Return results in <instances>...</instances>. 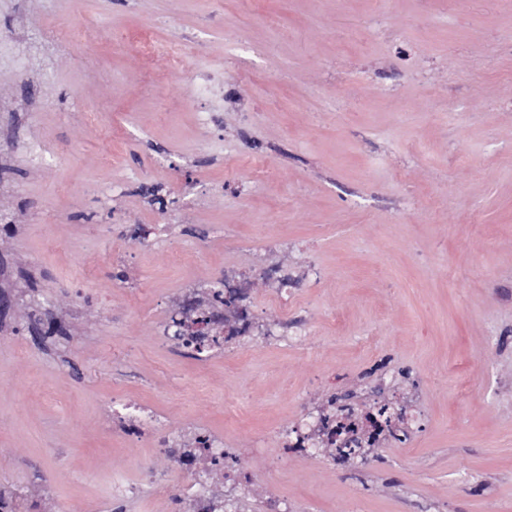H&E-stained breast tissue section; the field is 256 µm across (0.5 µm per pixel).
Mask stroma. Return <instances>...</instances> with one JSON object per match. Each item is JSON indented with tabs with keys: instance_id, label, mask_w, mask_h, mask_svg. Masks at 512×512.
I'll return each instance as SVG.
<instances>
[{
	"instance_id": "stroma-1",
	"label": "stroma",
	"mask_w": 512,
	"mask_h": 512,
	"mask_svg": "<svg viewBox=\"0 0 512 512\" xmlns=\"http://www.w3.org/2000/svg\"><path fill=\"white\" fill-rule=\"evenodd\" d=\"M73 18L107 34L93 59L38 51ZM1 37L40 75L0 64L10 512H185L118 403L223 436L250 474L234 512H512V0H0ZM203 74L216 96L190 98ZM228 268L300 338L165 335ZM409 390L421 428L368 462L279 439ZM259 275L271 284L279 305L288 312V304L291 302L288 288H294V282L288 276V270L282 267L269 266L264 268Z\"/></svg>"
}]
</instances>
